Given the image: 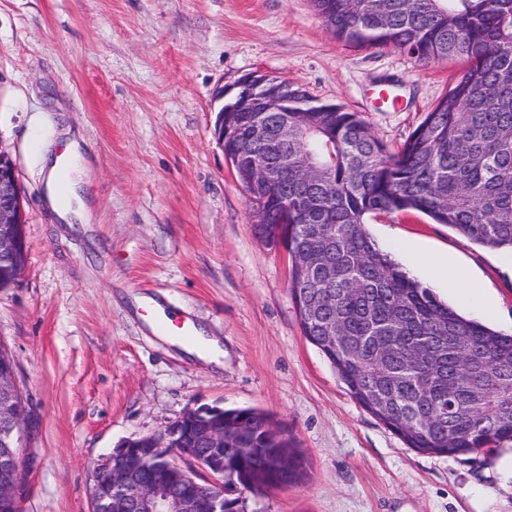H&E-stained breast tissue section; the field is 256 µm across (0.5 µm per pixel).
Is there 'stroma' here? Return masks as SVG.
<instances>
[{"mask_svg":"<svg viewBox=\"0 0 512 512\" xmlns=\"http://www.w3.org/2000/svg\"><path fill=\"white\" fill-rule=\"evenodd\" d=\"M464 64H419L334 37L311 0H0V150L23 196V276L0 288V345L28 403L21 512H92L99 465L192 407L256 408L302 460L294 485L249 512H512V440L473 453L407 447L349 394L301 333L287 255L258 235L214 136L217 91L278 76L359 113L397 149ZM390 82L396 109L372 93ZM91 173L89 224L45 203L40 152L60 121ZM407 273L457 311L436 277L450 258L512 330V251L478 246L420 212L368 216ZM203 323L224 365L159 341L130 293Z\"/></svg>","mask_w":512,"mask_h":512,"instance_id":"35a3bbf8","label":"stroma"}]
</instances>
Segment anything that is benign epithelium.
I'll return each instance as SVG.
<instances>
[{
	"label": "benign epithelium",
	"instance_id": "obj_1",
	"mask_svg": "<svg viewBox=\"0 0 512 512\" xmlns=\"http://www.w3.org/2000/svg\"><path fill=\"white\" fill-rule=\"evenodd\" d=\"M238 98L247 104L260 99L270 112L288 111V99L267 91L248 74L221 89L218 99ZM24 212L14 163L0 153V263L8 264L19 280L26 265ZM16 362L0 347V502L20 508L22 482L19 458L28 415L15 383ZM224 414L218 407L188 409L158 435L123 442L99 466L93 492V512H198L203 487L224 490V428L207 422ZM155 456L151 473L145 461ZM208 473L204 483L178 459Z\"/></svg>",
	"mask_w": 512,
	"mask_h": 512
}]
</instances>
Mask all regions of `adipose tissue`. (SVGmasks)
I'll use <instances>...</instances> for the list:
<instances>
[{
    "label": "adipose tissue",
    "mask_w": 512,
    "mask_h": 512,
    "mask_svg": "<svg viewBox=\"0 0 512 512\" xmlns=\"http://www.w3.org/2000/svg\"><path fill=\"white\" fill-rule=\"evenodd\" d=\"M60 134L65 143L64 151L58 153L47 148L42 155L45 200L61 223H86L90 220V211L86 202L77 195L76 186L87 171V161L80 142L71 136L69 127H62ZM134 303L141 310L143 321L151 328L167 323L168 328L162 333L164 340L189 356L210 364H221L224 349L203 324L187 320L178 326L174 323V314L168 313L161 303L139 296L135 297Z\"/></svg>",
    "instance_id": "obj_1"
}]
</instances>
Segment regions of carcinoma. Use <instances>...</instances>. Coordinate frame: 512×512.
Masks as SVG:
<instances>
[{"label":"carcinoma","mask_w":512,"mask_h":512,"mask_svg":"<svg viewBox=\"0 0 512 512\" xmlns=\"http://www.w3.org/2000/svg\"><path fill=\"white\" fill-rule=\"evenodd\" d=\"M311 2L340 40L466 68L395 151L358 113L286 79L265 83L288 96V142H258L251 108L228 114L236 135L224 157L270 243L288 223L282 244L296 258L289 288L301 332L408 447L454 455L512 439V334L441 302L364 225L369 214L418 211L476 244L512 250V0ZM257 166L288 167V217L253 183ZM224 430L226 490L262 495L298 479V453L267 413L226 410Z\"/></svg>","instance_id":"cac0c4a2"}]
</instances>
